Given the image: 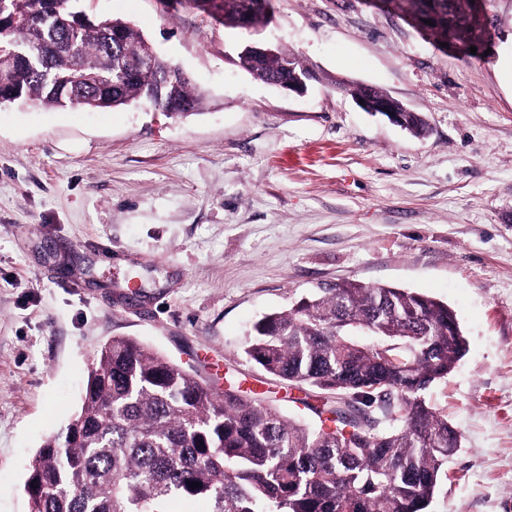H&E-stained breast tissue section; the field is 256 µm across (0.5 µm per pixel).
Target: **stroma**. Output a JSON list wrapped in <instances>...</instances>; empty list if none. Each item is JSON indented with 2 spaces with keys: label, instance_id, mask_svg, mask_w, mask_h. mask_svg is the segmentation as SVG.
<instances>
[{
  "label": "stroma",
  "instance_id": "obj_1",
  "mask_svg": "<svg viewBox=\"0 0 512 512\" xmlns=\"http://www.w3.org/2000/svg\"><path fill=\"white\" fill-rule=\"evenodd\" d=\"M80 8L130 22L204 103L0 105V512H27L28 465L115 336L314 422L244 344L264 314L345 279L455 312L466 354L425 398L461 448L426 512H512V0H486L494 46L467 59L366 0H274L255 31L193 0ZM253 41L296 54L306 93L236 66ZM352 85L422 113L427 136L364 112Z\"/></svg>",
  "mask_w": 512,
  "mask_h": 512
}]
</instances>
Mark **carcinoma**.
<instances>
[{
    "instance_id": "obj_1",
    "label": "carcinoma",
    "mask_w": 512,
    "mask_h": 512,
    "mask_svg": "<svg viewBox=\"0 0 512 512\" xmlns=\"http://www.w3.org/2000/svg\"><path fill=\"white\" fill-rule=\"evenodd\" d=\"M77 2L5 0L1 104L107 110L141 103L152 89L172 116L199 107L202 94L162 60L126 71L147 39L120 18L86 19ZM194 2L226 28L255 30L272 10V0ZM368 5L431 21L423 29L444 54V42L484 47L491 37L470 0ZM237 64L274 85L309 72L286 50L240 54ZM394 106L400 126L425 135L420 113ZM360 335L373 341L360 343ZM244 353L291 387L349 394L353 403L305 402L324 415L314 427L115 336L94 354L79 411L29 465L28 512H180L190 498L204 499L208 512H424L460 448L448 417L423 397L465 355L448 305L345 280L263 316Z\"/></svg>"
}]
</instances>
